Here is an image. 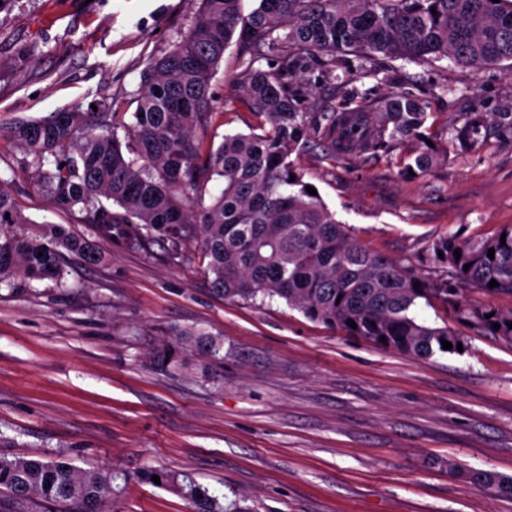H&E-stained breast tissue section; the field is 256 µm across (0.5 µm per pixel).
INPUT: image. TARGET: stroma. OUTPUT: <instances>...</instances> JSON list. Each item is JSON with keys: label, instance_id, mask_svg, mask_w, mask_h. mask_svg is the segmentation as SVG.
<instances>
[{"label": "stroma", "instance_id": "35a3bbf8", "mask_svg": "<svg viewBox=\"0 0 512 512\" xmlns=\"http://www.w3.org/2000/svg\"><path fill=\"white\" fill-rule=\"evenodd\" d=\"M196 0H13L0 12V182L25 216L94 240L100 263L68 257L62 284L0 283V456H65L131 480L105 512H190L138 481L146 468L192 476L242 512H512L462 469L512 477V345L465 330L463 354L416 360L309 320L279 299L215 293L198 241L177 260L94 238L56 208L8 129L53 112H133L151 57L187 31ZM237 45L211 90L220 131L258 124L240 92ZM379 101L412 91L438 115L512 110V70L446 60L365 62L345 54L309 86L329 111L346 88ZM295 164L366 249L419 265L434 239L486 238L512 225V148L490 138L431 172L400 177L399 157L314 147ZM224 343V363L162 370L152 347L175 329ZM458 472H450L449 463Z\"/></svg>", "mask_w": 512, "mask_h": 512}]
</instances>
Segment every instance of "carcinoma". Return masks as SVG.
<instances>
[{"mask_svg":"<svg viewBox=\"0 0 512 512\" xmlns=\"http://www.w3.org/2000/svg\"><path fill=\"white\" fill-rule=\"evenodd\" d=\"M233 43L249 56L240 91L260 119L259 132L226 133L216 144L223 110L210 83ZM346 52L368 60L448 59L472 70L512 61V0H256L247 14L242 0H200L180 40L148 62L130 116L106 106L77 108L19 123L11 134L32 156L42 188L60 208L84 213L98 237L131 249L160 241L173 259L183 243L199 240L211 287L226 299L276 297L312 321L420 360L467 346L454 329L423 321L424 305L449 309L459 324L511 344L512 311L502 313L467 293L512 295V225L486 239L432 241L431 259L442 271L424 276L364 248L321 195L307 192L313 183L291 156L312 144L341 156L397 152L404 161L398 174L405 177L428 171L443 152L480 150L491 128L512 144V112L453 113L456 135L442 148L427 126L426 103L410 92L375 106L367 101L353 112H326L316 99L311 111H301L296 82L314 74L318 58L321 76H333L336 58ZM262 60L268 68L256 66ZM119 128L128 132L125 143ZM212 182L222 188L206 206L202 192ZM27 223L11 189L0 183V281L57 283L65 251L89 264L102 258L61 224L37 238L9 231ZM493 279L498 285L491 287ZM444 340L454 348H442ZM222 350L214 336L180 330L162 340L150 360L169 370L188 355L222 362ZM154 475L193 512H224L219 497L186 475L146 469L138 479L150 484ZM468 478L512 498L511 478L481 472ZM128 480L110 467L79 469L64 458L0 456V492L69 512H104Z\"/></svg>","mask_w":512,"mask_h":512,"instance_id":"1","label":"carcinoma"}]
</instances>
